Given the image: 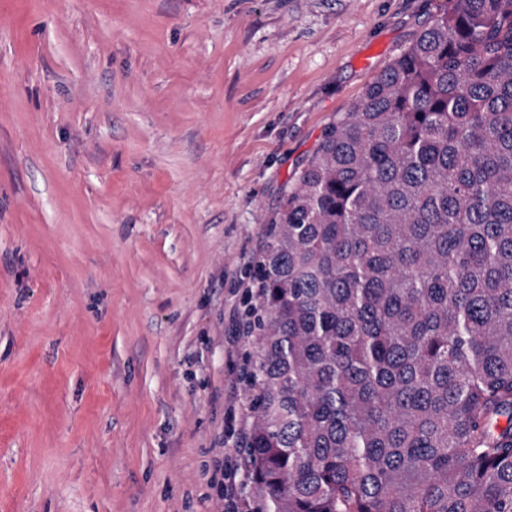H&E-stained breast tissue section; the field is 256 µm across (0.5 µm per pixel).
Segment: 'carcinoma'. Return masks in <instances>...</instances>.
Returning <instances> with one entry per match:
<instances>
[{"mask_svg": "<svg viewBox=\"0 0 512 512\" xmlns=\"http://www.w3.org/2000/svg\"><path fill=\"white\" fill-rule=\"evenodd\" d=\"M449 2L266 230L245 512H512V0Z\"/></svg>", "mask_w": 512, "mask_h": 512, "instance_id": "1", "label": "carcinoma"}]
</instances>
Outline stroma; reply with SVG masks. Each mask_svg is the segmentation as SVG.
Listing matches in <instances>:
<instances>
[{
    "instance_id": "stroma-1",
    "label": "stroma",
    "mask_w": 512,
    "mask_h": 512,
    "mask_svg": "<svg viewBox=\"0 0 512 512\" xmlns=\"http://www.w3.org/2000/svg\"><path fill=\"white\" fill-rule=\"evenodd\" d=\"M447 7L0 0V512H218L238 283Z\"/></svg>"
}]
</instances>
